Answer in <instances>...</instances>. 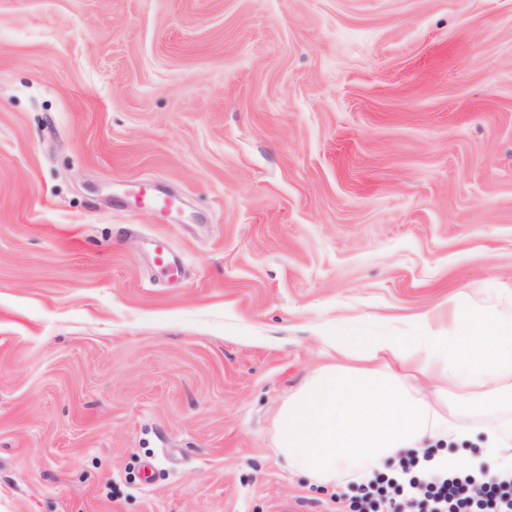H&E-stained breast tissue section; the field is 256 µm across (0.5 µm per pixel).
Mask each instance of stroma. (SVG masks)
<instances>
[{
	"label": "stroma",
	"mask_w": 512,
	"mask_h": 512,
	"mask_svg": "<svg viewBox=\"0 0 512 512\" xmlns=\"http://www.w3.org/2000/svg\"><path fill=\"white\" fill-rule=\"evenodd\" d=\"M466 289L512 314V0H0V512H347L281 407ZM127 193L139 207L151 208L161 212H171L176 208V200L164 194L153 183L132 185ZM153 262L169 278H178L181 274L180 260L167 239L158 238L153 243Z\"/></svg>",
	"instance_id": "1"
}]
</instances>
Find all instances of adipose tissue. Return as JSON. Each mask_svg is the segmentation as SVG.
Returning a JSON list of instances; mask_svg holds the SVG:
<instances>
[{"label":"adipose tissue","instance_id":"ef3b65f1","mask_svg":"<svg viewBox=\"0 0 512 512\" xmlns=\"http://www.w3.org/2000/svg\"><path fill=\"white\" fill-rule=\"evenodd\" d=\"M448 315L444 329L420 318L414 336H333L339 363L317 371L279 413L276 451L289 467L336 486L370 480L428 447L436 469L512 472L511 431L451 427L437 410L512 409V315L456 303ZM436 378L443 388L426 397L425 382ZM452 441L460 451L448 452Z\"/></svg>","mask_w":512,"mask_h":512}]
</instances>
